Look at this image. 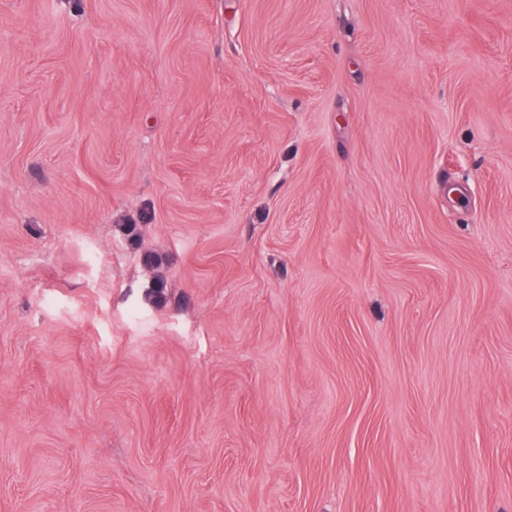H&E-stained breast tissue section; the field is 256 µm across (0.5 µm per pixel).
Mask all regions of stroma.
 Returning a JSON list of instances; mask_svg holds the SVG:
<instances>
[{
	"mask_svg": "<svg viewBox=\"0 0 512 512\" xmlns=\"http://www.w3.org/2000/svg\"><path fill=\"white\" fill-rule=\"evenodd\" d=\"M0 512H512V0H0Z\"/></svg>",
	"mask_w": 512,
	"mask_h": 512,
	"instance_id": "stroma-1",
	"label": "stroma"
}]
</instances>
